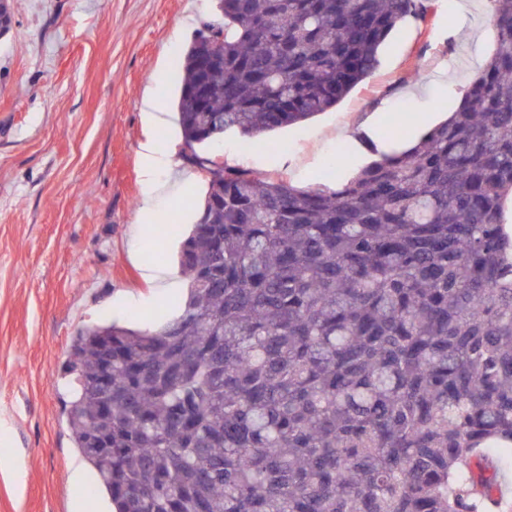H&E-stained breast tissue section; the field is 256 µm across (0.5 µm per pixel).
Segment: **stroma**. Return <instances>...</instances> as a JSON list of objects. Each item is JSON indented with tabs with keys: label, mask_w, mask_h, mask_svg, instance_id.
<instances>
[{
	"label": "stroma",
	"mask_w": 512,
	"mask_h": 512,
	"mask_svg": "<svg viewBox=\"0 0 512 512\" xmlns=\"http://www.w3.org/2000/svg\"><path fill=\"white\" fill-rule=\"evenodd\" d=\"M431 0L426 21L403 22L373 75L336 108L271 133L243 154L238 134L217 145L225 166L308 187L326 167L346 181L379 144L398 150L407 115L448 113L493 49L487 10L456 12ZM13 25L0 37V422L23 485L0 473V512H77L94 472L74 446L65 405L70 344L85 325L132 328L174 315L143 271L177 269L180 240L157 235L155 260L134 239L144 195L147 139L174 150L184 204L159 194L155 216L190 227L204 176L189 166L174 102L173 60L207 22L213 0H10ZM166 80L167 126L150 128L142 101ZM378 119V137L365 124ZM344 163H337V155Z\"/></svg>",
	"instance_id": "35a3bbf8"
}]
</instances>
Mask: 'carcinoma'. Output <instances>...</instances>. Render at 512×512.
Instances as JSON below:
<instances>
[{"instance_id": "cac0c4a2", "label": "carcinoma", "mask_w": 512, "mask_h": 512, "mask_svg": "<svg viewBox=\"0 0 512 512\" xmlns=\"http://www.w3.org/2000/svg\"><path fill=\"white\" fill-rule=\"evenodd\" d=\"M451 118L346 182L199 152L335 107L429 0H218L175 60L206 174L177 315L78 329L68 401L115 512H481L512 444V0ZM112 343V402L95 380Z\"/></svg>"}]
</instances>
